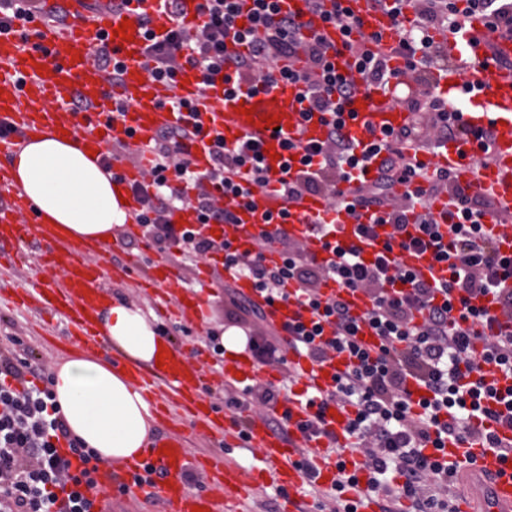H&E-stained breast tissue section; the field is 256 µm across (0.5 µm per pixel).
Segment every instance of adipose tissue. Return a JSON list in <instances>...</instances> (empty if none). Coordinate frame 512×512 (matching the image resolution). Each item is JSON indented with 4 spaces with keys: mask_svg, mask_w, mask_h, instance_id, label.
Instances as JSON below:
<instances>
[{
    "mask_svg": "<svg viewBox=\"0 0 512 512\" xmlns=\"http://www.w3.org/2000/svg\"><path fill=\"white\" fill-rule=\"evenodd\" d=\"M11 173L13 188L67 238L104 242L126 220L122 195L109 175L70 140L32 138L13 157ZM99 327L113 349L135 364H152L159 350L170 347L133 304L106 307ZM51 389L71 434L104 460L123 465L149 445L151 406L111 363L72 357L53 369Z\"/></svg>",
    "mask_w": 512,
    "mask_h": 512,
    "instance_id": "adipose-tissue-1",
    "label": "adipose tissue"
}]
</instances>
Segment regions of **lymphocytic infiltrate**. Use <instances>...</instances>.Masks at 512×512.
I'll return each mask as SVG.
<instances>
[{
	"instance_id": "1",
	"label": "lymphocytic infiltrate",
	"mask_w": 512,
	"mask_h": 512,
	"mask_svg": "<svg viewBox=\"0 0 512 512\" xmlns=\"http://www.w3.org/2000/svg\"><path fill=\"white\" fill-rule=\"evenodd\" d=\"M310 10L323 21L338 25L344 47L357 58L361 83H354L336 69L326 49L315 39L305 40L295 16L281 13L278 0H251L250 25H235L239 0H203L207 22L197 35L173 26L165 36L148 34L145 48L154 62V73L167 80L177 74V60L199 69L204 84L223 80L227 93L247 83L257 92L293 83L301 88L307 112L328 114L326 144L285 142L296 164L281 167L282 196L302 193L325 197L328 211L351 215L368 213V223L358 225L357 237H371L380 224L393 231L384 251L375 259L363 258L356 244L334 246L336 259L317 263L283 229L288 211L273 216L278 229L280 259L267 263L263 254L239 252L228 241L209 234L211 225L236 223L233 206H247L245 182L264 185L267 166L257 142L246 139L226 147L216 139L209 149L211 171L200 181L190 168L189 139L202 133L192 129L161 131L147 145L152 156L151 180L136 183L133 193L143 206L134 219L159 249L177 248L187 262L207 254H221L224 269L232 276L253 281L263 302L228 289L232 306L240 313L265 321V303L287 299L288 284H295L318 320L300 326L286 339L278 331L250 333L245 348L263 364L285 363L287 350L323 360L331 353L348 354L351 363L335 378L331 391L314 393L308 405L314 410L311 426H320L330 404L353 407L346 434L350 449H365L362 468L367 488L384 501L383 512H393L408 500L411 512H458L455 503L436 496L440 485L453 486V470L446 460L447 445H462L480 436L483 447L496 448L500 440L495 425L512 423V388L498 391L482 380L461 383L463 372H480L483 365L499 366L512 375V334L486 335L476 330L484 314L470 303L480 294H494L504 312L512 314V256H503L486 233L483 220L495 203L471 186L457 183L444 168L413 162L407 147L437 152L445 143L474 137L480 152L475 167L491 160V129L470 131L461 112L433 92L429 71L449 65L448 55L435 32L457 34L460 18L480 13L494 25L512 31V0H374L392 16L412 10L414 18L402 30L400 53L404 70L390 68L376 36L362 34L360 24L347 8L326 10L325 0H309ZM400 88V100L412 114L409 125L386 130L369 145H360L345 132L344 113L361 88ZM379 165L370 187L353 200L337 192V180L365 174L371 160ZM236 169L242 183L226 179V169ZM299 178H292V170ZM424 184L395 203L393 188L415 179ZM448 193L454 206L453 237L442 243L432 207L436 196ZM232 208H224V200ZM190 205L200 223L193 230L168 223L169 212ZM435 249L447 261L448 278L442 282L418 279L396 264L394 248ZM343 288H363L373 294L368 326L383 340L378 354L362 350L354 336L358 325L341 297L321 300L318 289L326 278ZM333 336H326V328ZM425 388L418 405H411L407 379ZM40 368L15 350L0 348V512H93L85 488L93 481L89 464L95 453L71 436L60 407L49 387L43 386ZM490 421V428L476 430L474 420ZM80 468H73V461Z\"/></svg>"
}]
</instances>
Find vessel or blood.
<instances>
[{"label": "vessel or blood", "instance_id": "b4317fda", "mask_svg": "<svg viewBox=\"0 0 512 512\" xmlns=\"http://www.w3.org/2000/svg\"><path fill=\"white\" fill-rule=\"evenodd\" d=\"M90 2L46 0L48 8L65 13L67 29L62 33L38 18L15 19L0 28V124L5 127L0 133L1 189L7 190L10 182L2 158L10 156L20 142L46 133H66L80 149L93 151L100 159L120 144L141 154L161 129L189 128L198 120L205 128L219 132L226 145L252 139L272 152L268 164L274 179L280 175V132H288L304 143L326 141L327 126L318 116L303 115L300 89L295 84L282 83L270 91L253 94L241 91L228 98L223 87L201 88L196 70L189 66L179 71L175 85L156 80L151 73L152 64L143 53L145 36L139 18L148 16L155 29L170 28L159 0H128L122 7L100 13L90 11ZM344 5L359 20L363 33L380 35L382 49L398 45L399 29L387 12L374 7L372 0H344ZM281 6L283 12L300 16L308 29L319 33L342 74L358 78L356 57L344 51V36L337 25L312 16L307 0H281ZM126 21L131 28L129 38L124 39L116 35L115 29ZM462 23L463 32L443 39L452 64L447 71L435 75L434 83L439 95L447 97L449 103H462L463 119L469 128H492V159L488 166L474 168L471 155L477 144L470 139L446 144L435 154L420 153L419 158L429 166L450 170L460 183L492 196L498 211L487 227L501 252L511 254L512 70L497 68L492 59H512V38L502 35L491 26L489 18L479 14L463 18ZM21 29L29 35L31 48H22L17 35ZM103 41L117 48V58L124 66L120 80L113 84L95 54ZM172 97L204 103L208 109L193 118L188 112L167 107L165 101ZM353 108L357 117L349 121L348 131L358 139L363 136L365 124H372L379 131L398 129L411 117L392 92L377 87L362 89ZM112 168L121 177L120 189L125 190L131 182L147 181L150 165L141 154L132 165L113 160ZM285 208L292 213L287 226L289 238L301 244L308 256L326 262L329 250L322 239L311 233L312 224L324 214L326 204L314 194L289 201L271 189L256 188L253 210L241 213L239 223L225 225L224 237L239 251L258 252L257 241L269 229L264 215ZM32 239L43 243L45 249L37 259L33 277L14 288V295L23 303L49 310L66 324L67 336L77 348L95 352V324L108 299L104 290L109 277L107 259L94 245L65 238L54 225L43 223L20 198H1L0 259L10 263L22 259L21 248ZM397 261L424 280L448 275L446 265L436 262L428 252L402 250ZM147 281L159 290L181 285L168 264L160 261L150 264ZM322 293L327 297L341 294L352 315L362 322L358 342L365 349L378 351V336L364 324L372 309L371 293L362 288L341 289L331 281L323 286ZM474 304L488 313L489 332L512 333V316L501 313L492 296L475 298ZM265 312L268 324L278 330L311 319L309 308L294 297L266 306ZM288 364L300 388L277 404L288 414V433L284 436L272 432L266 419L244 411L215 418L198 395L200 370L178 349L170 350L162 366L129 369L131 380L146 396L161 397L191 413L212 432L233 436L250 448L255 464L250 468L237 464L211 467L204 459H189L184 436L174 434L157 440L142 457L126 466L100 464L94 483L87 490L95 512H103L105 505L119 497L147 496L162 503L167 512H240L257 472L287 491L288 512H313L295 494L308 475H315L320 486L329 487L339 470L357 473L360 459L344 449V429L353 415L352 408L330 405L323 434L315 437L304 428L311 414L304 393L329 391L335 376L346 371L348 360L335 354L319 363L292 352ZM271 379L268 367L245 353H237L235 359L224 362L225 385H250ZM448 460L454 463L455 474L467 475L478 485L460 504V512H512V463L503 461L497 449L478 444L452 448ZM192 467L205 470L209 481L223 489V499L188 488L185 474Z\"/></svg>", "mask_w": 512, "mask_h": 512}]
</instances>
